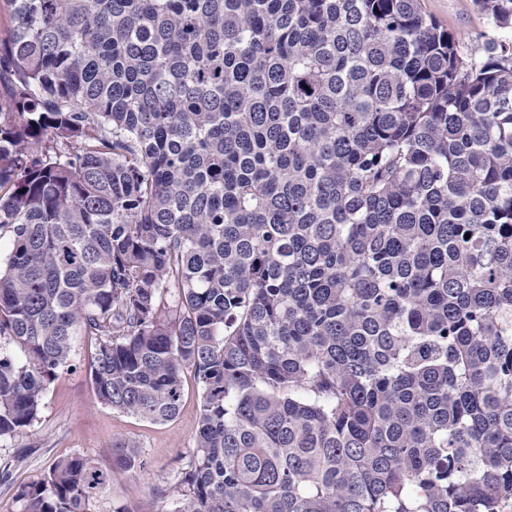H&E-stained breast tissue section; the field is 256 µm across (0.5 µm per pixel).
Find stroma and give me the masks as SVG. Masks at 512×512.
Listing matches in <instances>:
<instances>
[{
    "instance_id": "1",
    "label": "stroma",
    "mask_w": 512,
    "mask_h": 512,
    "mask_svg": "<svg viewBox=\"0 0 512 512\" xmlns=\"http://www.w3.org/2000/svg\"><path fill=\"white\" fill-rule=\"evenodd\" d=\"M426 13L461 38L465 55L484 56L488 18L473 0H423ZM92 337L77 335L71 366L48 388L35 424L15 437L0 441V512H19L16 492L41 482L57 459L83 455L110 469L112 483L96 500L94 512H171L182 497L178 474L194 448L201 409V389L193 375L183 382L179 415L154 423L101 405L87 373L94 352ZM130 443L144 468L113 469L111 446Z\"/></svg>"
}]
</instances>
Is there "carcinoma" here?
Listing matches in <instances>:
<instances>
[{
    "label": "carcinoma",
    "mask_w": 512,
    "mask_h": 512,
    "mask_svg": "<svg viewBox=\"0 0 512 512\" xmlns=\"http://www.w3.org/2000/svg\"><path fill=\"white\" fill-rule=\"evenodd\" d=\"M0 1V441L82 331L105 406L199 384L173 512H512V0L480 61L422 0Z\"/></svg>",
    "instance_id": "obj_1"
}]
</instances>
